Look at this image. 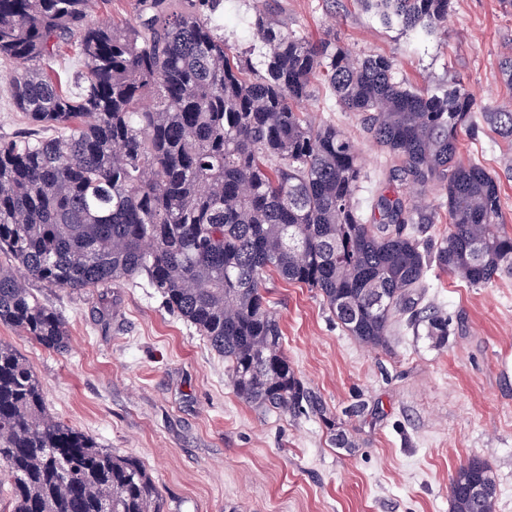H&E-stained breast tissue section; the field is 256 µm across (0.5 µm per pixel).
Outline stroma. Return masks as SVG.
<instances>
[{
	"label": "stroma",
	"instance_id": "obj_1",
	"mask_svg": "<svg viewBox=\"0 0 512 512\" xmlns=\"http://www.w3.org/2000/svg\"><path fill=\"white\" fill-rule=\"evenodd\" d=\"M271 8L300 36L393 58L397 81L439 94L459 85L484 110L512 101L500 69L512 53L507 0H451L447 22L430 33L385 26L359 0ZM305 109L357 146L356 197L373 223L391 156L323 82ZM460 153L497 176L512 231V143L482 125L463 133ZM266 287L290 364L353 449L336 447L318 418L242 402L223 358L143 279L87 292L32 283L64 318L68 351L49 352L1 323L0 342L37 373L49 417L144 461L164 512H448L451 480L474 457L496 479V512H512V274L475 288L429 270L420 306L447 317V342L401 322L375 349L350 336L315 289L272 273ZM359 403L363 414L351 415Z\"/></svg>",
	"mask_w": 512,
	"mask_h": 512
}]
</instances>
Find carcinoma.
I'll return each mask as SVG.
<instances>
[{
	"label": "carcinoma",
	"instance_id": "1",
	"mask_svg": "<svg viewBox=\"0 0 512 512\" xmlns=\"http://www.w3.org/2000/svg\"><path fill=\"white\" fill-rule=\"evenodd\" d=\"M360 3L412 30L444 24L450 0ZM222 29L223 0H136L125 24L91 19V0H0V59L19 64L10 100L32 125L0 139V323L62 354L65 321L26 282L87 291L143 277L224 358L240 400L330 427L284 354L264 274L316 289L376 348L399 317L420 325L429 268L471 287L512 272L497 179L459 156L480 121L512 142V103L477 121L465 90L409 88L391 58L305 39L265 3L250 21L259 65ZM71 41L82 72L65 88L47 65ZM320 77L396 160L389 182L445 195L439 243L413 235L434 217L398 194H380L379 219L364 222L360 154L301 108ZM426 333L443 342L448 319L429 317ZM0 471L11 512H163L141 459L48 417L33 368L1 343ZM496 500L484 461L458 469L449 512H495Z\"/></svg>",
	"mask_w": 512,
	"mask_h": 512
}]
</instances>
